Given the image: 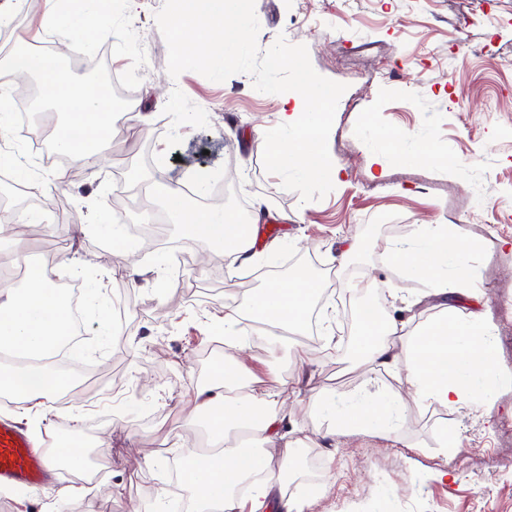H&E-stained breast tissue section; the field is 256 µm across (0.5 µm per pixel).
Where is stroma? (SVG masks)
Listing matches in <instances>:
<instances>
[{
    "label": "stroma",
    "mask_w": 512,
    "mask_h": 512,
    "mask_svg": "<svg viewBox=\"0 0 512 512\" xmlns=\"http://www.w3.org/2000/svg\"><path fill=\"white\" fill-rule=\"evenodd\" d=\"M163 4L112 5L109 51L127 71L134 99L118 106L123 133L106 145L100 165L49 166L30 138L14 139L26 166L47 178L32 199L45 221L1 248L0 261L52 268L74 257L115 270L103 295L123 304L125 322L121 337L103 347L95 319L86 318L84 376L24 426L35 446L47 448L69 427V415L79 414L80 430L108 459L100 490L64 502L41 490L30 502L12 503L13 512H171L172 471L195 453L204 426L189 419L183 402L233 358L244 377L268 386L301 377L293 420L296 437L310 447L283 489L306 499V512H512V0H255L260 49L281 36L306 45L315 71L347 86L328 139L334 188L308 203L284 189L262 159L263 130L283 106L299 104L297 93H256L252 76L242 73L221 83L194 71L171 78L155 22ZM142 112L153 113L154 123L141 126ZM175 112L197 121L177 128ZM367 126L396 131L410 159L371 165L360 135ZM429 147L436 159L420 158ZM137 170L159 179H223L226 196L205 203L190 197L187 208L242 211L244 222L258 224L259 248L278 244V261L289 271H314L320 298L306 335H287L275 347H219L202 358L224 326L225 304L246 294L230 258L179 223L163 224L160 238L146 245L112 244L86 224V198L125 224L161 210L159 197L134 179ZM417 224H449L479 243L470 260L477 289L453 303L461 315L480 312L494 323L505 384L488 409L411 405L396 438L354 431L329 452L321 437L327 423L309 399L361 397L369 379L352 361L337 296L353 282H376L392 292L383 314L411 331L442 312L443 298L380 256L386 240L408 236ZM352 239L361 244L354 253ZM133 266L142 271L134 282L121 275ZM325 329L334 336L328 348ZM300 343L309 350L301 367L293 358ZM444 427L459 441L445 452Z\"/></svg>",
    "instance_id": "stroma-1"
}]
</instances>
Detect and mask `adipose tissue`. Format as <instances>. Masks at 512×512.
Returning <instances> with one entry per match:
<instances>
[{"instance_id":"ef3b65f1","label":"adipose tissue","mask_w":512,"mask_h":512,"mask_svg":"<svg viewBox=\"0 0 512 512\" xmlns=\"http://www.w3.org/2000/svg\"><path fill=\"white\" fill-rule=\"evenodd\" d=\"M110 0H69L68 7L43 6L24 55L0 61V90L14 75L37 78L41 98L64 116L53 131L57 151L79 167L97 166L98 150L118 133L112 101L90 95L87 83L70 77L63 60L33 51L32 42L47 34L64 38L68 53L94 54L109 36L106 23ZM169 208L190 230H202L207 241L222 246L240 267L259 257L250 232L229 221L223 209L203 213L186 210L180 184L165 189ZM474 246L459 239L447 224L415 225L408 237L387 242L384 262L425 282L444 295H466L475 271L468 262ZM79 278L85 294L100 296L106 271L89 272L82 263H64L31 274L26 287L0 286V352L19 355V362H0V393L8 394L24 414L39 412L65 386L67 373L51 360L56 348L71 335L69 304L54 284L55 278ZM319 285L306 274L267 282L242 304L224 307V346L236 348L244 321L262 322L284 332H303L318 297ZM356 365L371 372L402 375L412 391L411 401L399 394L378 390L370 398L340 395L314 398L310 406L329 423L325 437L364 430L390 438L396 435L408 404L429 407L480 409L494 402L504 378L498 362V336L485 315H460L446 305L440 317L419 330L401 336L398 324L365 307L359 320ZM218 384L199 389L186 403L190 418H204L206 431L221 454L186 460L183 490L195 512H304L303 502L278 491L280 475L272 473L271 455L281 465L297 466L306 444L290 439L286 425L291 418L280 387H259L237 371L220 370Z\"/></svg>"}]
</instances>
